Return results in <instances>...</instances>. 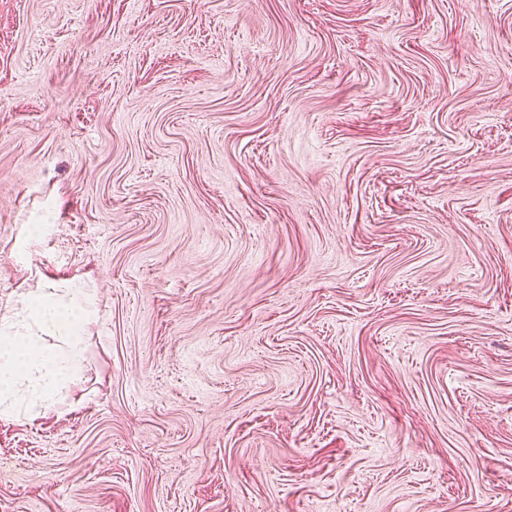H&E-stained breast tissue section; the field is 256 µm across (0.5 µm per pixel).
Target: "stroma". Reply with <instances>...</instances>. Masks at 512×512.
I'll list each match as a JSON object with an SVG mask.
<instances>
[{"label":"stroma","instance_id":"obj_1","mask_svg":"<svg viewBox=\"0 0 512 512\" xmlns=\"http://www.w3.org/2000/svg\"><path fill=\"white\" fill-rule=\"evenodd\" d=\"M64 282L0 512H512V0H0V315Z\"/></svg>","mask_w":512,"mask_h":512}]
</instances>
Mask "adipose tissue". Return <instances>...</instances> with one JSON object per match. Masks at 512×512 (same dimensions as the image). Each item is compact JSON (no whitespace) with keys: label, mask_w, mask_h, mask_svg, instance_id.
Instances as JSON below:
<instances>
[{"label":"adipose tissue","mask_w":512,"mask_h":512,"mask_svg":"<svg viewBox=\"0 0 512 512\" xmlns=\"http://www.w3.org/2000/svg\"><path fill=\"white\" fill-rule=\"evenodd\" d=\"M92 285L40 288L20 310L0 316V415H31L52 406L82 375V327L97 314Z\"/></svg>","instance_id":"obj_1"}]
</instances>
